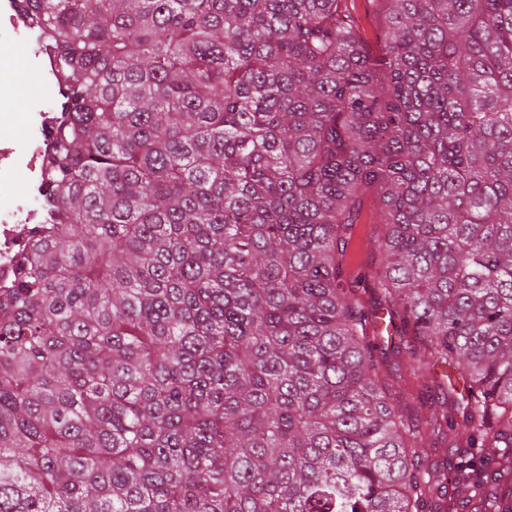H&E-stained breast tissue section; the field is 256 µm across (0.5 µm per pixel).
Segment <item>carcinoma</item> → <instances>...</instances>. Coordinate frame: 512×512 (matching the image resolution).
<instances>
[{
    "instance_id": "obj_1",
    "label": "carcinoma",
    "mask_w": 512,
    "mask_h": 512,
    "mask_svg": "<svg viewBox=\"0 0 512 512\" xmlns=\"http://www.w3.org/2000/svg\"><path fill=\"white\" fill-rule=\"evenodd\" d=\"M65 82L0 298V512H433L512 475V0H28ZM375 201L398 407L344 279ZM447 425L469 456L424 466ZM381 0H346L345 6L367 43L376 45L380 33ZM369 331L370 339L377 345L376 355L382 362V371L388 382L387 387L393 397L397 398L400 408L406 406L409 409L417 410L425 421L429 412V403L436 401L437 398L441 401L448 395L449 403L454 402V408L459 409L458 411L448 409V415L455 422L463 421L462 410L465 402H462L460 394L463 391L462 381L458 382L457 377L448 367H435L434 370L426 371L423 375L413 376L410 374L407 364L409 345L405 339L400 338L394 326L390 333L384 331L382 336L375 333V340L371 326H369ZM444 373L451 375V381H449V377L443 376ZM443 381L445 386L441 389L438 384ZM451 384L456 385V389ZM448 390L451 394L448 393ZM457 403L462 404L458 405Z\"/></svg>"
}]
</instances>
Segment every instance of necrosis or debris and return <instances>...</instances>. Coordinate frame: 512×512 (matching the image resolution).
Instances as JSON below:
<instances>
[{
  "label": "necrosis or debris",
  "mask_w": 512,
  "mask_h": 512,
  "mask_svg": "<svg viewBox=\"0 0 512 512\" xmlns=\"http://www.w3.org/2000/svg\"><path fill=\"white\" fill-rule=\"evenodd\" d=\"M17 44L26 47L29 68L49 93L29 101L23 137L0 139V288L6 287L17 258L28 249L33 225L49 220L43 164L60 119L56 89L61 80L46 33L21 0H0V72L14 68L12 48Z\"/></svg>",
  "instance_id": "1"
}]
</instances>
